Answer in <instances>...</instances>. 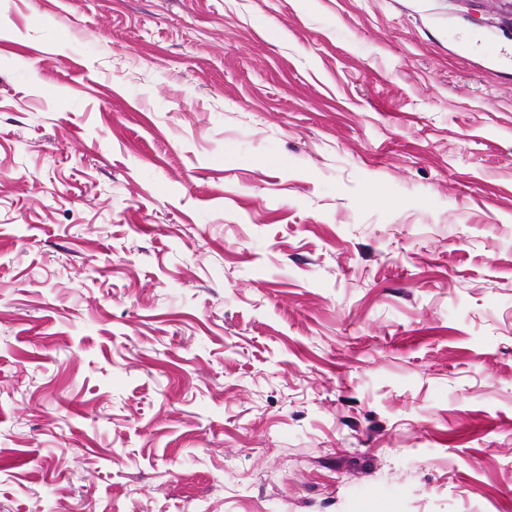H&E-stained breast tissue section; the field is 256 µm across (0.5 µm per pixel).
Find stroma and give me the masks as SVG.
I'll list each match as a JSON object with an SVG mask.
<instances>
[{
  "label": "stroma",
  "instance_id": "stroma-1",
  "mask_svg": "<svg viewBox=\"0 0 512 512\" xmlns=\"http://www.w3.org/2000/svg\"><path fill=\"white\" fill-rule=\"evenodd\" d=\"M0 512H512L499 0H0Z\"/></svg>",
  "mask_w": 512,
  "mask_h": 512
}]
</instances>
